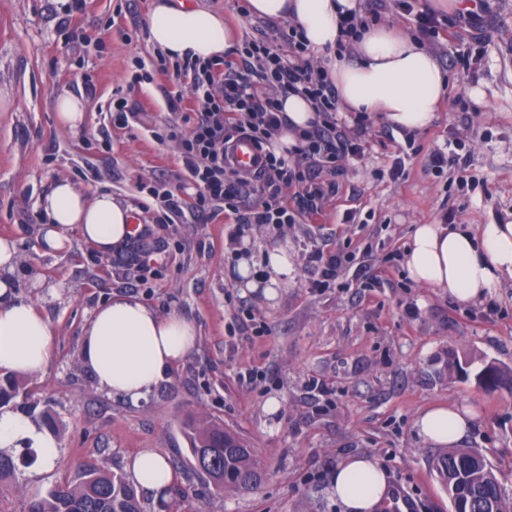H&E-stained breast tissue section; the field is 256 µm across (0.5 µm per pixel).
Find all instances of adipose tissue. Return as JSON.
I'll use <instances>...</instances> for the list:
<instances>
[{
	"label": "adipose tissue",
	"mask_w": 512,
	"mask_h": 512,
	"mask_svg": "<svg viewBox=\"0 0 512 512\" xmlns=\"http://www.w3.org/2000/svg\"><path fill=\"white\" fill-rule=\"evenodd\" d=\"M252 18L290 20L302 28L310 50L327 55L329 79L350 112H380L395 127L412 133L427 127L446 92L448 77L437 58L412 37L388 24L361 31L356 57L336 55L341 15L357 10V0H247ZM148 39L168 57L192 56L202 61L229 55L236 36L221 14L205 8L153 0ZM290 126L276 141L277 153L292 148L300 130L316 117L313 101L289 95L283 102ZM50 222L42 229L46 251L61 252L71 244V231L101 252L122 247L131 236V211L112 195L87 198L62 179L39 200ZM17 264L14 244L0 239V370L34 375L50 359L52 336L46 321L29 301L14 292L10 278ZM253 259L241 258L238 287L262 290L276 298L288 273V252L278 248L268 259V274L253 278ZM405 266L414 283L447 291L466 305L491 295L512 279V220L477 227L419 224L411 233ZM192 323L163 316L139 301L115 297L94 313L82 340L81 355L97 386L137 405L165 379L195 346ZM475 415L465 405L433 406L415 424L432 443L453 446L468 436ZM34 448L40 467L59 457L57 439L12 408H0V451ZM130 481L155 493L171 487L175 474L165 454L145 448L127 463ZM330 490L343 512H374L390 495L388 478L373 457L352 455L333 472Z\"/></svg>",
	"instance_id": "obj_1"
}]
</instances>
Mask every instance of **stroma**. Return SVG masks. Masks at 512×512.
Returning <instances> with one entry per match:
<instances>
[{
  "mask_svg": "<svg viewBox=\"0 0 512 512\" xmlns=\"http://www.w3.org/2000/svg\"><path fill=\"white\" fill-rule=\"evenodd\" d=\"M152 2L87 0L69 18L61 0H0V238L17 251V294L53 337L48 366L24 378L27 399L64 423L55 464L37 484L21 482L1 497L0 512H23L58 482L77 481L86 463L124 473L143 448L164 451L179 476L163 502L141 493L145 512H341L329 479L355 454L375 457L416 512H450L433 468L440 448L415 420L454 403L477 413L463 447L483 451L512 498V282L490 300L461 305L415 284L403 259L414 225L498 223L512 213V0H486L477 25L460 22L456 37H439L433 52L448 75L446 94L414 134L404 177L389 175L404 134L369 113L365 152L346 163L320 213L256 228L235 244L223 212L189 209L166 224L147 194L155 180L181 176L177 145L159 136L186 119L167 110L159 90L175 64L148 41ZM87 37L98 47L84 46ZM460 54L469 66L453 64ZM66 91L87 102L81 131L56 118ZM120 96L143 107L126 128L112 122ZM454 138L471 148L465 188L425 166L433 146ZM60 179L86 196L125 202L147 231L143 243L105 255L74 230L68 251L45 252L40 230L49 218L38 201ZM316 244L367 259L369 273L348 269L312 287L306 256ZM278 247L287 248L290 271L275 300L236 288L237 254L261 270ZM117 295L197 332L188 357L137 406L98 388L80 356L94 311ZM452 354L464 374L448 371ZM490 363L507 378L485 390L477 376ZM271 398L281 403L274 414L264 409ZM191 419L221 421L248 440L265 473L258 488L218 496L188 475Z\"/></svg>",
  "mask_w": 512,
  "mask_h": 512,
  "instance_id": "obj_1",
  "label": "stroma"
}]
</instances>
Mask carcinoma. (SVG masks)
Segmentation results:
<instances>
[{"label":"carcinoma","instance_id":"obj_1","mask_svg":"<svg viewBox=\"0 0 512 512\" xmlns=\"http://www.w3.org/2000/svg\"><path fill=\"white\" fill-rule=\"evenodd\" d=\"M24 389V383L12 375L0 378V402L27 414L33 422L46 428L54 436L59 429L53 412L37 409L29 402L17 403L15 399ZM191 445L192 472L213 486L218 494L246 491L257 487L264 472L250 448L238 435L224 429V425L210 422L188 426ZM479 451L475 448H452L439 455L436 470L448 485V497L456 500L461 512H489L491 503L512 512V502L507 500L491 467H472L471 459ZM36 459L35 450L15 456L0 452V496L14 487L21 468L30 466ZM24 512H144L136 489L112 472L106 465H87L79 481L54 485L45 495L29 501Z\"/></svg>","mask_w":512,"mask_h":512}]
</instances>
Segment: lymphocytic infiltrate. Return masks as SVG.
<instances>
[{
	"label": "lymphocytic infiltrate",
	"instance_id": "1",
	"mask_svg": "<svg viewBox=\"0 0 512 512\" xmlns=\"http://www.w3.org/2000/svg\"><path fill=\"white\" fill-rule=\"evenodd\" d=\"M386 11L412 16L417 31L429 40L449 27L420 0H364L362 10L340 20L337 53L349 50L360 30ZM172 80L177 89L164 94L168 109L191 107L194 119L189 132L168 128L188 177L172 187L163 181L151 187L164 213L177 215L189 205L204 214L220 203L241 233L255 224H291L297 214L316 211L319 201L333 195L344 162L364 152L366 116L339 118L337 89L311 55L298 25L254 26L236 64L220 68L188 58L177 63ZM291 94L311 98L317 118L299 133L288 154L278 156L271 145L288 125L282 100ZM241 138L258 151L259 165L251 174L240 172L229 158L231 144ZM293 184L303 192L292 202L286 190Z\"/></svg>",
	"mask_w": 512,
	"mask_h": 512
}]
</instances>
